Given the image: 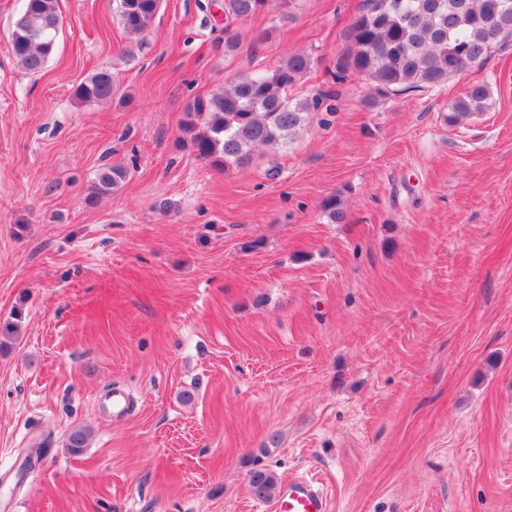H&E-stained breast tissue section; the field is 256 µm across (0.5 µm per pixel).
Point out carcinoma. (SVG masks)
<instances>
[{
    "label": "carcinoma",
    "mask_w": 512,
    "mask_h": 512,
    "mask_svg": "<svg viewBox=\"0 0 512 512\" xmlns=\"http://www.w3.org/2000/svg\"><path fill=\"white\" fill-rule=\"evenodd\" d=\"M274 4L288 17L294 0H222L225 30ZM125 31L140 36L157 14L159 0H120ZM60 28L58 0H26L9 35L10 51L30 73L41 71L55 47ZM512 36V0H361L350 25L345 51L336 60V76L363 77L378 93L433 91L456 75L484 63L491 52ZM312 66L306 53H295L280 65L242 72L225 81L224 88L189 102L187 128L196 156L214 168L228 170L250 163L260 148L274 149L303 129L308 114L322 105V97L296 101L289 91ZM119 87L112 72L101 69L76 89L88 103L111 99ZM490 87L470 85L448 103V124L488 111ZM126 170L112 166L97 176L94 196L120 187ZM88 432H70L67 448L78 454L88 443ZM249 490L261 501L271 500L279 485L276 474L257 468L249 475Z\"/></svg>",
    "instance_id": "cac0c4a2"
}]
</instances>
